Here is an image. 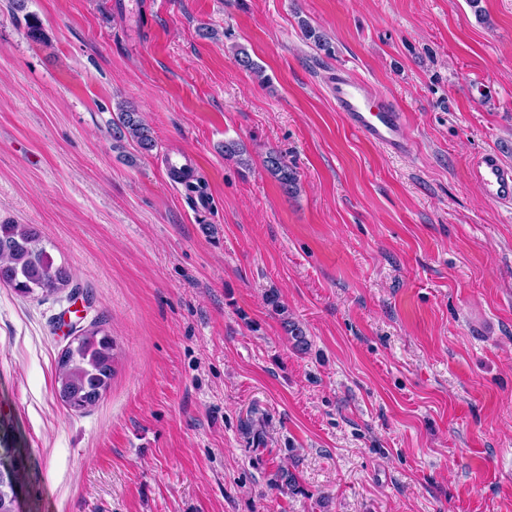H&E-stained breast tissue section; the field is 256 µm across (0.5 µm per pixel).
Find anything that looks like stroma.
I'll list each match as a JSON object with an SVG mask.
<instances>
[{
    "label": "stroma",
    "mask_w": 512,
    "mask_h": 512,
    "mask_svg": "<svg viewBox=\"0 0 512 512\" xmlns=\"http://www.w3.org/2000/svg\"><path fill=\"white\" fill-rule=\"evenodd\" d=\"M339 66L401 106L407 154L346 126ZM121 101L152 151L113 137ZM490 151L512 165V0H0V224L81 289L0 284L20 512H512V205L471 176ZM95 321L115 374L78 413L56 360ZM266 168L280 183L286 193H296L298 179L294 168L288 164L286 158L277 151L269 152L266 158Z\"/></svg>",
    "instance_id": "obj_1"
}]
</instances>
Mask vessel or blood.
<instances>
[{"label":"vessel or blood","instance_id":"b4317fda","mask_svg":"<svg viewBox=\"0 0 512 512\" xmlns=\"http://www.w3.org/2000/svg\"><path fill=\"white\" fill-rule=\"evenodd\" d=\"M327 82L336 110L350 129L389 152L409 151L406 114L394 100L373 96L364 80L342 67L329 72ZM472 175L487 197L512 203V167L497 153L478 156L472 164Z\"/></svg>","mask_w":512,"mask_h":512}]
</instances>
